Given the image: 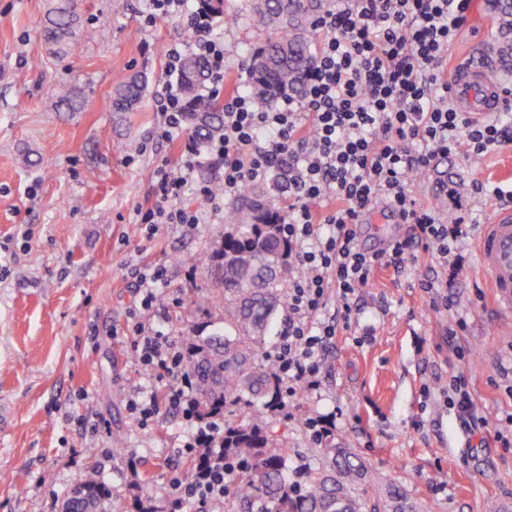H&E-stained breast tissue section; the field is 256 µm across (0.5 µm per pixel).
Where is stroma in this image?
Wrapping results in <instances>:
<instances>
[{"mask_svg": "<svg viewBox=\"0 0 512 512\" xmlns=\"http://www.w3.org/2000/svg\"><path fill=\"white\" fill-rule=\"evenodd\" d=\"M52 4L0 0V410L8 415L0 512H61L91 471L124 512L150 495L162 512H241L232 476L223 502L178 503L169 481L186 468L190 423L164 404L169 381L140 365L132 335L141 321L179 339L205 338L222 316L193 259L223 234L232 199L193 228L138 216L154 201V169L177 162L190 143L155 133L165 49L187 32L176 18L145 26L144 0H78L80 30L61 53L43 37ZM217 33L228 50L227 86L244 83L266 28L248 0H224ZM496 36L490 11L473 5L449 63L478 56ZM136 73L148 77L141 106L116 121L113 91ZM73 93L81 111L51 109ZM509 169L512 144L408 179L440 222L454 223L463 209L475 221L460 243L461 268L448 275L453 306L418 286L435 266L432 251L418 250L405 271L376 270L353 297L349 328L322 353L321 388L291 398L286 420L258 399L244 407L287 448L288 483L306 484L318 466L322 447L304 421L319 414L336 419L328 445L359 454L419 512H485L491 500L512 512V313L493 306L477 253L500 200L472 191L477 182L512 191ZM403 231L377 206L358 243L379 248ZM145 266L166 270L148 309L131 277ZM456 377L472 395L475 425L448 406ZM142 391L161 399L147 424L128 407Z\"/></svg>", "mask_w": 512, "mask_h": 512, "instance_id": "1", "label": "stroma"}]
</instances>
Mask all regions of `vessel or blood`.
<instances>
[{
  "label": "vessel or blood",
  "mask_w": 512,
  "mask_h": 512,
  "mask_svg": "<svg viewBox=\"0 0 512 512\" xmlns=\"http://www.w3.org/2000/svg\"><path fill=\"white\" fill-rule=\"evenodd\" d=\"M453 102L463 112L482 116L498 111V89L490 79L488 67L466 60L458 61L452 71ZM482 269L499 310L512 312V202L502 204L490 224L484 225L478 240Z\"/></svg>",
  "instance_id": "obj_1"
}]
</instances>
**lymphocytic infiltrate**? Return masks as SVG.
Here are the masks:
<instances>
[{
  "instance_id": "1",
  "label": "lymphocytic infiltrate",
  "mask_w": 512,
  "mask_h": 512,
  "mask_svg": "<svg viewBox=\"0 0 512 512\" xmlns=\"http://www.w3.org/2000/svg\"><path fill=\"white\" fill-rule=\"evenodd\" d=\"M187 2L148 0L145 21L152 26L178 17L190 35L167 47V74L179 73L190 54L208 64V96L224 112V132L209 149L224 159L225 195L271 176L288 186L280 232L297 274L288 283V324L273 355L281 392L269 406L284 415L289 398L322 385L321 355L338 323L331 319L315 329L311 320L328 290H336L347 315L351 295L375 269L403 270L418 248L435 249L441 268L457 267L451 254L464 234L461 224H443L418 203L407 187L409 173L430 171L461 151L476 157L511 143L512 121L500 112L477 119L456 111L442 76L472 0H340L314 23L319 41L302 94L283 89L268 105L244 87L225 92L224 40L213 16ZM199 166L191 148L177 163L162 162L155 170V200L141 211V223H203L204 211L180 204L190 187L206 203L215 202L209 185L195 181ZM379 199L408 232L367 251L357 243L358 228ZM132 330L141 365L170 378L169 405L197 425L186 452L196 456L205 449L213 458L191 480L172 476V489L191 501L223 500L232 473L222 462L224 416L199 413L190 348L139 322Z\"/></svg>"
}]
</instances>
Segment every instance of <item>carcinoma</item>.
Returning a JSON list of instances; mask_svg holds the SVG:
<instances>
[{
  "instance_id": "cac0c4a2",
  "label": "carcinoma",
  "mask_w": 512,
  "mask_h": 512,
  "mask_svg": "<svg viewBox=\"0 0 512 512\" xmlns=\"http://www.w3.org/2000/svg\"><path fill=\"white\" fill-rule=\"evenodd\" d=\"M492 2L501 39L489 43L487 51L506 60L503 40L512 35V0ZM77 8V0H57L44 28L47 41L68 45ZM326 8L325 0H251L253 14L268 28L249 74L257 98L285 86L302 91L304 75L314 62L312 22ZM205 80L204 62L188 57L179 81L185 124L200 153L224 131V113L202 93ZM145 84L143 74L120 84L112 95V111H132ZM272 191H279L276 180L266 190L246 189L227 217L236 230L195 258L196 266L221 290L210 302L224 311L223 326L205 339L189 341L195 350L190 368L205 413L225 411L247 394L266 401L279 394L274 362L263 358V349L279 309L287 305L288 281L297 271L288 241L279 232ZM224 453L230 463L247 462L249 474L237 478L239 499L249 509L260 501L258 512H417L398 486L376 483L361 457L347 448L324 449L310 482L296 490L283 474L287 449L251 416L224 425ZM62 512H112L111 494L90 472L64 500Z\"/></svg>"
}]
</instances>
